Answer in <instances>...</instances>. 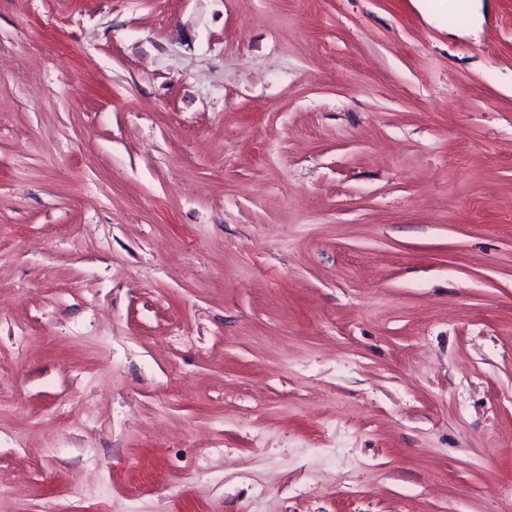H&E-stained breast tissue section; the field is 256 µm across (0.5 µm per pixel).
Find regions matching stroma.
<instances>
[{"mask_svg": "<svg viewBox=\"0 0 512 512\" xmlns=\"http://www.w3.org/2000/svg\"><path fill=\"white\" fill-rule=\"evenodd\" d=\"M0 0V512H512V0Z\"/></svg>", "mask_w": 512, "mask_h": 512, "instance_id": "obj_1", "label": "stroma"}]
</instances>
